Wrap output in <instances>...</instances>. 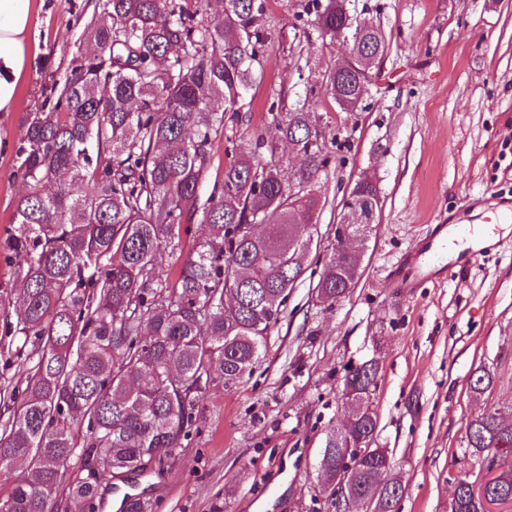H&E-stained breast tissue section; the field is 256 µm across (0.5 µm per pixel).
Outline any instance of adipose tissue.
I'll list each match as a JSON object with an SVG mask.
<instances>
[{
  "label": "adipose tissue",
  "instance_id": "adipose-tissue-1",
  "mask_svg": "<svg viewBox=\"0 0 512 512\" xmlns=\"http://www.w3.org/2000/svg\"><path fill=\"white\" fill-rule=\"evenodd\" d=\"M31 0H0V113L15 109L28 60Z\"/></svg>",
  "mask_w": 512,
  "mask_h": 512
}]
</instances>
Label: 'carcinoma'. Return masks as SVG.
Instances as JSON below:
<instances>
[{
    "instance_id": "carcinoma-1",
    "label": "carcinoma",
    "mask_w": 512,
    "mask_h": 512,
    "mask_svg": "<svg viewBox=\"0 0 512 512\" xmlns=\"http://www.w3.org/2000/svg\"><path fill=\"white\" fill-rule=\"evenodd\" d=\"M265 0H224L213 19L189 0H101L72 56L62 88L28 119L16 148L26 187L13 224L0 237L4 261L22 270L11 336L36 344L24 388L0 389V476L29 478L0 498V512H56L66 495L83 512H101V489L124 473L150 469L154 453L175 455L187 437L189 409L213 375L224 386L250 373L304 273L305 226L317 223L318 195L288 203L290 183L258 136L253 149L224 166L222 182L200 196L212 140L224 113L238 112L262 66ZM345 0L314 8L311 26L334 36L346 26ZM383 51L377 29L361 38ZM368 63L329 73L328 91L358 97ZM309 110L276 119L280 138L306 156L296 182L314 187L326 166ZM186 224L206 238L169 282L159 257ZM110 257V264L101 259ZM361 267L355 251L336 252L316 285L317 299L349 297ZM379 368L348 370L346 421L327 438L320 479L336 495V469L355 498L379 491L375 506L397 512L405 487L385 479L384 448L360 457L347 448L375 443L370 393ZM491 373L469 380L484 393ZM466 447L476 456H512V421L475 415ZM83 476L67 477L74 459ZM486 494L512 499V466ZM460 512H481L470 482L459 479ZM121 512H153L126 494Z\"/></svg>"
}]
</instances>
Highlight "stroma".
Listing matches in <instances>:
<instances>
[{
	"label": "stroma",
	"mask_w": 512,
	"mask_h": 512,
	"mask_svg": "<svg viewBox=\"0 0 512 512\" xmlns=\"http://www.w3.org/2000/svg\"><path fill=\"white\" fill-rule=\"evenodd\" d=\"M309 0H267L263 74L224 117L203 190L256 136L276 145L284 179L302 156L275 135L273 115L320 104L310 114L328 162L318 177L325 202L305 271L290 291L263 358L235 385L215 379L199 395L188 437L152 475L122 474L102 490V512L127 493L154 512H336L317 480L327 436L348 414V369L376 360L375 443L387 449L390 477L405 494L400 512H448L455 477L479 463L466 446L470 418H512V223L495 227L483 258L460 275L398 288L395 269L429 248L437 225L483 224L512 206V0H346L355 23L379 29L381 75L356 111L326 92L344 60L343 37L307 23ZM99 0H32L30 65L16 110L0 119V234L24 190L16 148L30 113L64 82ZM371 180L380 208L361 243L362 268L349 298L320 304L315 286L336 248V226L355 183ZM15 319L0 305V384H21L33 347L5 331ZM491 387L470 393L478 367Z\"/></svg>",
	"instance_id": "1"
}]
</instances>
